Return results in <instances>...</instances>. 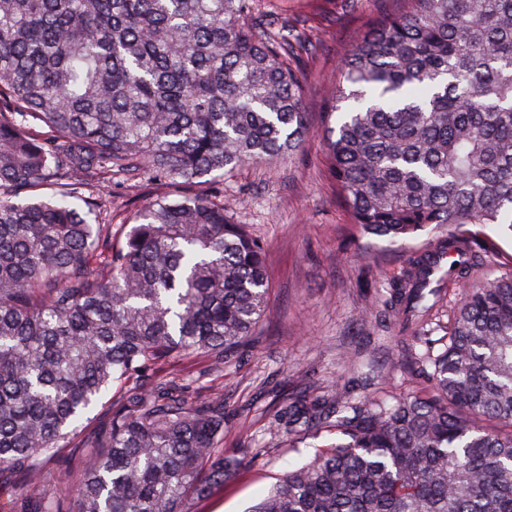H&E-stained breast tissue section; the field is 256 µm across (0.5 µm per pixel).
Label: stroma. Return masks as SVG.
I'll list each match as a JSON object with an SVG mask.
<instances>
[{"label": "stroma", "instance_id": "35a3bbf8", "mask_svg": "<svg viewBox=\"0 0 512 512\" xmlns=\"http://www.w3.org/2000/svg\"><path fill=\"white\" fill-rule=\"evenodd\" d=\"M404 0H254L266 19L298 17L307 43L299 56L306 74L303 104L311 134L290 159L247 164L224 176V207L267 244L269 307L254 336L224 365L209 373L186 360L183 378L224 393V453L241 460L237 474L194 512H248L289 470L336 442V434L291 435L276 416L294 394L325 395L330 382L361 387L357 365L377 373L376 386L393 395L422 387L405 365L407 341L397 325L372 312L381 286L409 259L433 248L423 234L402 248L364 235L329 179L322 133L333 124L327 93L358 32ZM121 226L150 200L135 182L87 190Z\"/></svg>", "mask_w": 512, "mask_h": 512}]
</instances>
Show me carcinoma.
<instances>
[{
	"label": "carcinoma",
	"mask_w": 512,
	"mask_h": 512,
	"mask_svg": "<svg viewBox=\"0 0 512 512\" xmlns=\"http://www.w3.org/2000/svg\"><path fill=\"white\" fill-rule=\"evenodd\" d=\"M253 0H0V491L7 512H191L237 469L224 392L173 371L224 362L268 304L266 248L224 211L220 178L310 134L289 63L301 32ZM328 174L364 234L409 259L376 305L412 344L465 286L427 386L391 400L336 382L278 415L336 444L251 512H512V269L476 276L481 228L512 235V0H407L342 61ZM115 177L206 183L116 232L83 191ZM106 425L80 435L103 396ZM81 436L75 493L45 464Z\"/></svg>",
	"instance_id": "cac0c4a2"
}]
</instances>
